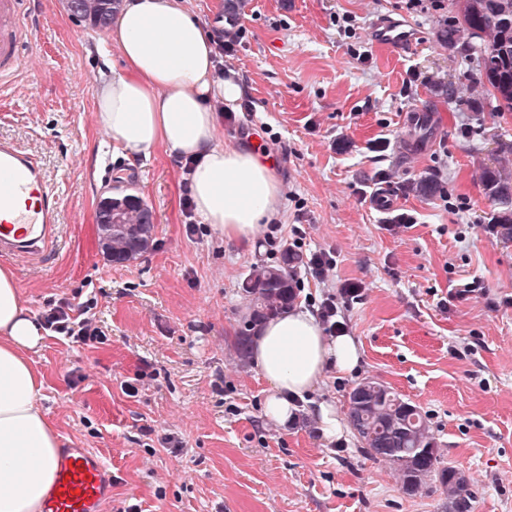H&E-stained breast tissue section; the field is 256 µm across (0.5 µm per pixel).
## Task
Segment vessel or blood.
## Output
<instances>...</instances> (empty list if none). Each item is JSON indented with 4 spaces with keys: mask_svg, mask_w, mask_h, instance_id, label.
Here are the masks:
<instances>
[{
    "mask_svg": "<svg viewBox=\"0 0 512 512\" xmlns=\"http://www.w3.org/2000/svg\"><path fill=\"white\" fill-rule=\"evenodd\" d=\"M32 37L25 0H0V82L25 68L24 48ZM369 37L397 50L415 41L405 25L386 19L374 23ZM56 195L33 155L0 141V212L11 217L0 225V255L43 261L56 251ZM111 499L112 469L95 449L60 450L45 512H104Z\"/></svg>",
    "mask_w": 512,
    "mask_h": 512,
    "instance_id": "vessel-or-blood-1",
    "label": "vessel or blood"
}]
</instances>
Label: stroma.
I'll return each mask as SVG.
<instances>
[{
  "label": "stroma",
  "mask_w": 512,
  "mask_h": 512,
  "mask_svg": "<svg viewBox=\"0 0 512 512\" xmlns=\"http://www.w3.org/2000/svg\"><path fill=\"white\" fill-rule=\"evenodd\" d=\"M28 9L33 65L0 90V139L34 154L55 185L60 248L48 267L10 265L34 316L98 300L104 343L49 335L31 359L62 445L111 463V512H449L437 477L404 493L353 429L335 442L306 411L292 427L264 418L268 385L235 348L249 313L240 284L297 227L303 255L334 259L325 280L301 270L298 304L335 296L362 352L315 399L342 420L352 388L383 381L427 415L443 461L468 481L469 512H512V238L492 230L498 207L481 181L484 169L512 170V112L492 111L465 44L439 43L455 0H243L223 59L243 105L224 118V143L265 148L280 185L276 241L251 246L212 224L188 233L179 157L159 147L132 161L108 147L95 93L103 66L122 60L96 54L103 31L63 0ZM382 17L413 24L415 46L371 43ZM424 177L436 193L412 191ZM126 187L157 223L152 250L119 265L99 247L95 212ZM382 187L411 227L383 229L368 205ZM475 277L485 293L456 298Z\"/></svg>",
  "instance_id": "35a3bbf8"
}]
</instances>
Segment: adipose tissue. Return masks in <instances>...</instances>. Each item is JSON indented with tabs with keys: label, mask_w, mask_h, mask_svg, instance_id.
I'll return each mask as SVG.
<instances>
[{
	"label": "adipose tissue",
	"mask_w": 512,
	"mask_h": 512,
	"mask_svg": "<svg viewBox=\"0 0 512 512\" xmlns=\"http://www.w3.org/2000/svg\"><path fill=\"white\" fill-rule=\"evenodd\" d=\"M117 48L122 70L102 75L97 115L112 146L128 159L157 147L190 158L195 210L225 240L255 241L276 210L279 181L256 146L228 147L213 102L235 104L239 82L215 77L214 49L184 0H124L100 55ZM45 331L21 300L14 271L0 267V512H39L55 479L60 435L41 405L43 383L30 354ZM251 360L268 384L264 416L292 419L327 371H354V336L325 335L314 313L291 309L263 321Z\"/></svg>",
	"instance_id": "adipose-tissue-1"
}]
</instances>
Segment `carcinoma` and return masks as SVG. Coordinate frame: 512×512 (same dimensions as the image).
<instances>
[{"instance_id": "cac0c4a2", "label": "carcinoma", "mask_w": 512, "mask_h": 512, "mask_svg": "<svg viewBox=\"0 0 512 512\" xmlns=\"http://www.w3.org/2000/svg\"><path fill=\"white\" fill-rule=\"evenodd\" d=\"M120 0H74L72 11L100 30L107 28ZM467 36V46L481 64L479 83L490 92L493 111L512 112V0H459L457 22L438 34L448 48ZM485 193L501 207L496 223L504 236L512 237V175L498 169L483 173ZM125 223L152 224V213L143 200L132 197L125 203ZM152 234L112 237V262L124 264L142 258L152 246ZM303 256L293 249L282 250L275 265L252 267L241 283L250 299L246 330L236 336L240 358L247 357L250 331L276 317L296 298L297 272ZM347 419L370 458L389 463L399 473L402 489L413 495L432 475L439 478L455 512H468L466 479L455 467L445 465L436 448L426 415L420 407L403 399L384 383L370 378L349 394Z\"/></svg>"}]
</instances>
